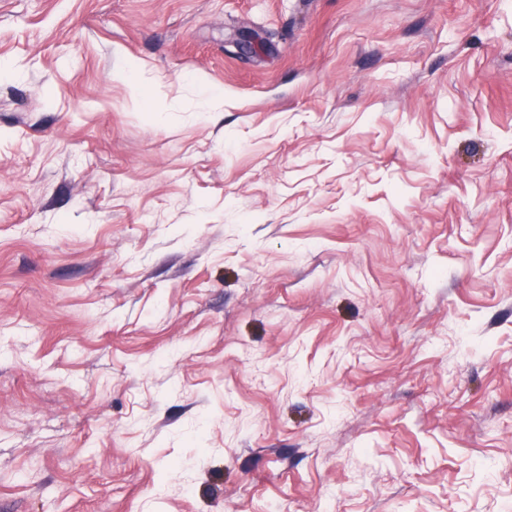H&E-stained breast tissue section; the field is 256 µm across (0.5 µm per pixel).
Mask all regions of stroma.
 Returning <instances> with one entry per match:
<instances>
[{
    "mask_svg": "<svg viewBox=\"0 0 512 512\" xmlns=\"http://www.w3.org/2000/svg\"><path fill=\"white\" fill-rule=\"evenodd\" d=\"M0 512H512V0H0Z\"/></svg>",
    "mask_w": 512,
    "mask_h": 512,
    "instance_id": "1",
    "label": "stroma"
}]
</instances>
